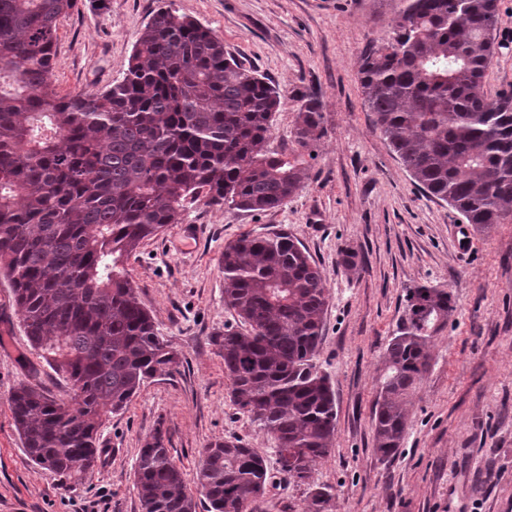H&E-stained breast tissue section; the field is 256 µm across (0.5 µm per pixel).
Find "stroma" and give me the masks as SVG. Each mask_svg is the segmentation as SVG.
Segmentation results:
<instances>
[{"mask_svg":"<svg viewBox=\"0 0 512 512\" xmlns=\"http://www.w3.org/2000/svg\"><path fill=\"white\" fill-rule=\"evenodd\" d=\"M402 7V0H80L60 18L52 77L59 94L120 79L140 30L171 8L212 29L227 53L279 87L285 100L270 150L297 153L296 109L306 94L322 104L325 134L284 206L258 212L200 202L130 256L132 285L180 363L107 418L99 445L111 457L77 478L35 465L14 426L9 400L20 385L63 399L70 390L31 347L0 276V512H141L134 469L157 431L197 500L202 448L237 438L263 456L268 481L248 512H308L314 488L330 494L324 512H512V222L473 232L471 253L459 254L452 227L461 215L418 188L373 129L361 56L391 33ZM498 8L483 86L491 99L512 91V0H498ZM269 232L305 246L328 294L317 364L336 392V433L307 485L283 477L274 438L232 402L220 354L225 326L238 323L224 302V245ZM344 252L354 268L341 264ZM436 284L447 286L454 311L408 398L401 446L382 459L371 412L385 345L406 317L408 289Z\"/></svg>","mask_w":512,"mask_h":512,"instance_id":"35a3bbf8","label":"stroma"}]
</instances>
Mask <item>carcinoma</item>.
I'll use <instances>...</instances> for the list:
<instances>
[{"label":"carcinoma","instance_id":"cac0c4a2","mask_svg":"<svg viewBox=\"0 0 512 512\" xmlns=\"http://www.w3.org/2000/svg\"><path fill=\"white\" fill-rule=\"evenodd\" d=\"M392 34L365 53L364 103L413 182L478 231L512 220V93L488 99L498 0H404ZM78 0H0V275L25 336L69 382L75 402L22 385L10 397L30 460L67 478L100 457L98 431L145 382L178 366L140 303L127 260L193 205L283 206L304 160L267 149L283 94L224 52L211 29L171 10L141 29L125 76L101 90L52 88L57 25ZM307 95L294 136L324 135ZM224 302L243 328H224V373L238 409L295 450L281 471L302 483L336 431V393L316 357L327 292L306 248L286 233L224 245ZM385 348L372 424L382 458L406 428V400L427 373L435 335L453 311L443 285L412 288ZM142 512H196L186 474L161 432L140 449ZM265 460L238 439L202 451L206 512H246L264 491Z\"/></svg>","mask_w":512,"mask_h":512}]
</instances>
